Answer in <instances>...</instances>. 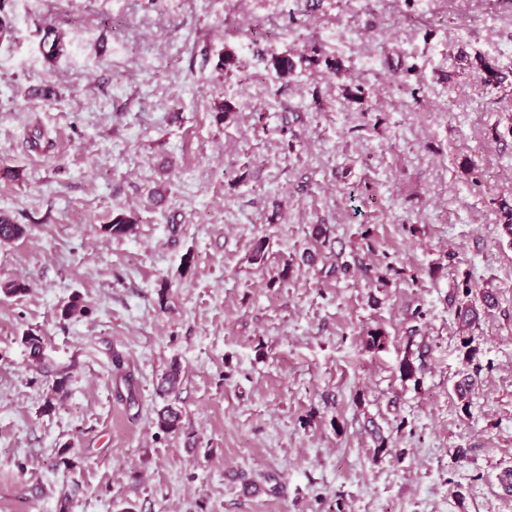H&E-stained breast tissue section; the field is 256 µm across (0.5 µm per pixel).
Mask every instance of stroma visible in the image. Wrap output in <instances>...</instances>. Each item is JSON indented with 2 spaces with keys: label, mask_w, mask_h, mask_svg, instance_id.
<instances>
[{
  "label": "stroma",
  "mask_w": 512,
  "mask_h": 512,
  "mask_svg": "<svg viewBox=\"0 0 512 512\" xmlns=\"http://www.w3.org/2000/svg\"><path fill=\"white\" fill-rule=\"evenodd\" d=\"M0 12V512H512V0Z\"/></svg>",
  "instance_id": "35a3bbf8"
}]
</instances>
